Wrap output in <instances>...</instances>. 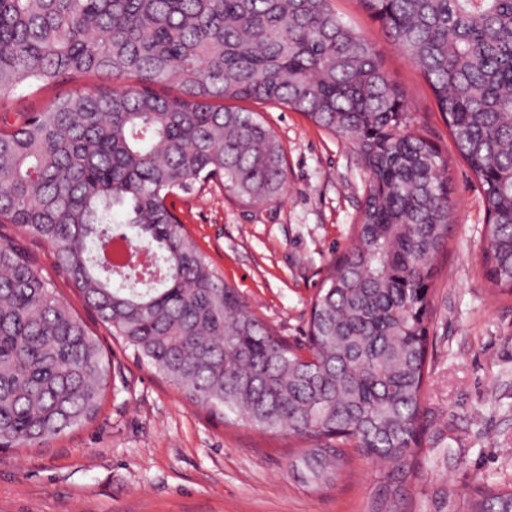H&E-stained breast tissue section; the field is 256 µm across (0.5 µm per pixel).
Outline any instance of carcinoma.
<instances>
[{
	"instance_id": "1",
	"label": "carcinoma",
	"mask_w": 512,
	"mask_h": 512,
	"mask_svg": "<svg viewBox=\"0 0 512 512\" xmlns=\"http://www.w3.org/2000/svg\"><path fill=\"white\" fill-rule=\"evenodd\" d=\"M333 0H0V92L101 74L43 112L0 116V222L47 243L87 306L191 402L309 443L316 487L341 449L386 467L372 512H410L426 443L429 290L448 243V159ZM429 85L483 191L485 277L512 294V0H360ZM179 94L161 95L157 85ZM276 102L354 148L368 177L354 246L312 304L307 352L275 336L167 204L211 178L248 203L285 191L257 113ZM118 238L163 261L114 265ZM103 348L23 249L0 242V448L43 447L89 421ZM467 512H512L480 487Z\"/></svg>"
}]
</instances>
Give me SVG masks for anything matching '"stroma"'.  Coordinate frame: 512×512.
I'll return each mask as SVG.
<instances>
[{
    "mask_svg": "<svg viewBox=\"0 0 512 512\" xmlns=\"http://www.w3.org/2000/svg\"><path fill=\"white\" fill-rule=\"evenodd\" d=\"M337 13L381 53L408 93L414 124L448 157L451 237L430 289L423 476L408 486L413 512H464L481 485L512 484V295L483 273L486 214L480 188L458 156L428 85L389 43L359 0ZM109 83L85 75L0 93V113L38 112L59 95ZM284 145L287 188L249 205L218 183L169 205L226 282L239 288L277 336L304 342L311 304L333 260L352 248L367 175L352 148L302 113L260 106ZM0 240L22 247L57 296L104 347L114 372L95 418L43 447L0 449V512H370L384 471L347 449L337 486L318 490L292 466L295 436L224 421L113 339L43 241L13 224Z\"/></svg>",
    "mask_w": 512,
    "mask_h": 512,
    "instance_id": "stroma-1",
    "label": "stroma"
}]
</instances>
